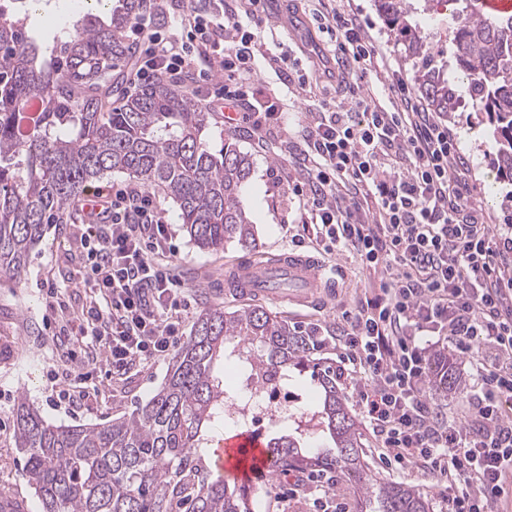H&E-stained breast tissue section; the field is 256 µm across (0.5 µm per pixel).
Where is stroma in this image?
I'll list each match as a JSON object with an SVG mask.
<instances>
[{
  "instance_id": "35a3bbf8",
  "label": "stroma",
  "mask_w": 512,
  "mask_h": 512,
  "mask_svg": "<svg viewBox=\"0 0 512 512\" xmlns=\"http://www.w3.org/2000/svg\"><path fill=\"white\" fill-rule=\"evenodd\" d=\"M361 18L370 35L387 52L392 68L413 75L399 47L377 14L373 0H356ZM317 0H266L261 11L263 39L256 53L253 93L286 95L283 124L256 132L226 125L222 113L207 115V139L213 149L222 143H235L247 153L252 171L240 201L255 230V245L244 248L229 244L220 251L196 248L182 229L175 204L162 207L170 225L174 253L169 266L183 283L191 300L182 314L181 332L190 334L198 315L210 307L231 312L249 305L262 307L282 316L303 332L319 329L324 335H339L347 324L343 311L354 310L357 301L370 298L379 275L363 267L349 254L330 252L325 245L306 241L302 226V204L290 186L306 180L310 164L302 155L300 132L312 121L323 101L336 93L334 79L316 70L317 56L333 57L334 44L317 22ZM85 12L82 0H41L28 10L25 31L29 39L50 51L56 38L63 36ZM288 54L301 59L308 76L305 87L287 92L273 56ZM458 154L464 163L457 177L465 183L471 202L479 213L496 223L512 222V184L498 180L490 167L489 146L484 127L475 113H455L448 120ZM304 239V248L329 267L343 265L349 278L341 283L339 294L327 308L303 306L284 299L255 296L249 301L228 294L227 277L237 262L254 259L266 262L291 249L293 239ZM82 248L76 228L53 224L34 248L27 272L20 285L0 282V503H21L23 512H43L34 489L21 477L22 458L9 445L11 411L18 398L33 403L44 419L54 425H85L130 415L138 403L148 400L164 380L170 355L151 363L134 366L123 374H107L104 365L91 369L90 380L77 379L69 352L84 353V344L73 348L60 345L59 335L75 336L87 306L83 289L76 281L83 270ZM288 404L275 420L264 422L260 433L270 439L293 433L298 417L312 414L320 405V389L309 374H295L281 385ZM363 457L377 479L418 486L431 501L430 512H446L437 481L418 469L399 471L384 463L369 424H362ZM294 481L275 478L251 485L253 512H314L313 497L294 489Z\"/></svg>"
}]
</instances>
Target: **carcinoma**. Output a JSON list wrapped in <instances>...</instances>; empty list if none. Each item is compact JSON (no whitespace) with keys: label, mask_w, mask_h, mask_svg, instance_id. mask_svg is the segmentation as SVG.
Returning a JSON list of instances; mask_svg holds the SVG:
<instances>
[{"label":"carcinoma","mask_w":512,"mask_h":512,"mask_svg":"<svg viewBox=\"0 0 512 512\" xmlns=\"http://www.w3.org/2000/svg\"><path fill=\"white\" fill-rule=\"evenodd\" d=\"M422 11L453 6L446 73L422 37L411 4L374 0L406 60L416 89L446 117L466 106L494 128L496 173L512 180V14L494 15L479 0H422ZM158 14L156 0H97L50 59L27 37L23 19L0 7V275L14 282L51 224H61L88 185L114 173L158 189L172 201L190 241L204 251L254 244L240 204L252 162L233 143L215 150L206 114L176 86L156 80L125 90L122 68L137 47L125 36L135 20ZM119 103L104 109L103 98ZM236 355L254 390L309 367L324 395L305 421L333 446L311 450L302 436L267 447L276 474L334 471L356 497L355 512H429L425 495L368 475L356 417L336 390V370L312 359L313 338L262 307H215L197 317L164 382L127 417L91 425L48 423L21 397L12 409L11 445L21 475L43 512H252L246 487L214 473L209 432L224 422L228 390L216 365ZM445 390L468 381L449 369Z\"/></svg>","instance_id":"1"}]
</instances>
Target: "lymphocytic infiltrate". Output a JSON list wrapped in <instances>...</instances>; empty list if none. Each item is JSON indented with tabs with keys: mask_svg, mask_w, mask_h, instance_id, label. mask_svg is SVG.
Wrapping results in <instances>:
<instances>
[{
	"mask_svg": "<svg viewBox=\"0 0 512 512\" xmlns=\"http://www.w3.org/2000/svg\"><path fill=\"white\" fill-rule=\"evenodd\" d=\"M258 0H238L224 15L205 0H166L173 23L137 21L141 38L134 81L165 77L199 89L213 70L224 83L219 108L236 126L262 130L279 122V95L253 98V21ZM319 17L336 39V96L306 126L313 167L294 186L313 240L383 269L376 298L351 316L336 339L340 366L361 386V411L383 456L401 469L417 467L446 482L449 512H491L512 469V225L474 215L455 177L459 157L447 126L424 107L402 70L381 69L382 51L354 5L323 0ZM228 39H218L220 31ZM87 264L78 280L89 306L83 333L110 372L151 362L176 343L181 284L164 262L171 233L154 197L125 188L99 210L78 218ZM448 338L476 359L473 430L443 419L426 391L431 339ZM492 363L478 359L482 346Z\"/></svg>",
	"mask_w": 512,
	"mask_h": 512,
	"instance_id": "lymphocytic-infiltrate-1",
	"label": "lymphocytic infiltrate"
}]
</instances>
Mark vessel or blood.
I'll use <instances>...</instances> for the list:
<instances>
[{
  "instance_id": "vessel-or-blood-1",
  "label": "vessel or blood",
  "mask_w": 512,
  "mask_h": 512,
  "mask_svg": "<svg viewBox=\"0 0 512 512\" xmlns=\"http://www.w3.org/2000/svg\"><path fill=\"white\" fill-rule=\"evenodd\" d=\"M322 271L318 259L291 251L283 254L274 264L240 266L233 273L232 286L244 296L260 295L264 292L265 283L285 279L293 286V299L304 302L328 288L329 283ZM211 455L217 471H229L245 484L267 480L274 473L269 449L261 435L253 432L225 436Z\"/></svg>"
}]
</instances>
